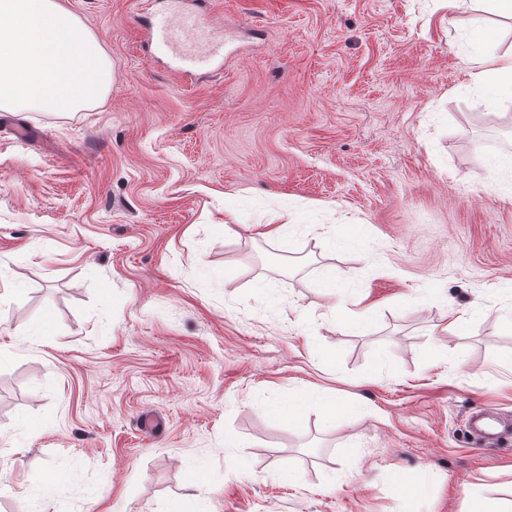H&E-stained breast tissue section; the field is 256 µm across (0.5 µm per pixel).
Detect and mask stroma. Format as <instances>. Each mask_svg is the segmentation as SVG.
<instances>
[{
	"label": "stroma",
	"mask_w": 512,
	"mask_h": 512,
	"mask_svg": "<svg viewBox=\"0 0 512 512\" xmlns=\"http://www.w3.org/2000/svg\"><path fill=\"white\" fill-rule=\"evenodd\" d=\"M61 3L112 87L0 109V512L512 507V444L466 433L512 419V98L466 76L512 22L188 0L231 42L186 72L146 0Z\"/></svg>",
	"instance_id": "35a3bbf8"
}]
</instances>
